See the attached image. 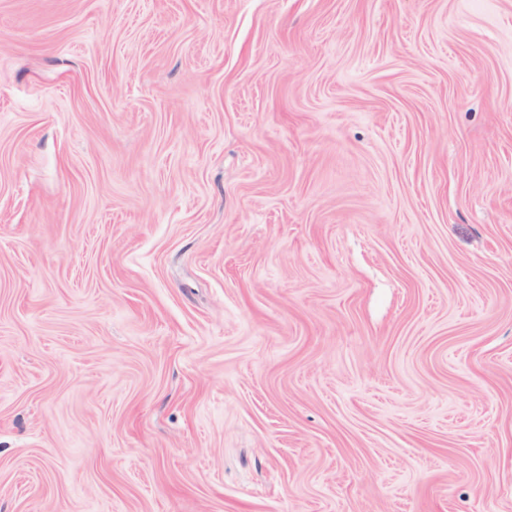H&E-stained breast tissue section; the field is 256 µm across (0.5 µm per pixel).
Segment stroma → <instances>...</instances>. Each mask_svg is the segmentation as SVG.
Returning <instances> with one entry per match:
<instances>
[{
	"label": "stroma",
	"instance_id": "1",
	"mask_svg": "<svg viewBox=\"0 0 512 512\" xmlns=\"http://www.w3.org/2000/svg\"><path fill=\"white\" fill-rule=\"evenodd\" d=\"M0 512H512V0H0Z\"/></svg>",
	"mask_w": 512,
	"mask_h": 512
}]
</instances>
